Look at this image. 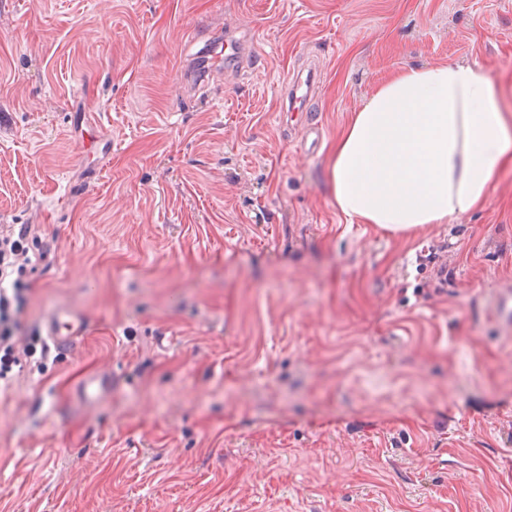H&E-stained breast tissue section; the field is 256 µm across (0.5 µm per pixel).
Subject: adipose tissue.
Listing matches in <instances>:
<instances>
[{
    "mask_svg": "<svg viewBox=\"0 0 512 512\" xmlns=\"http://www.w3.org/2000/svg\"><path fill=\"white\" fill-rule=\"evenodd\" d=\"M512 166V114L477 64L405 66L379 82L328 148L336 210L407 239L480 209Z\"/></svg>",
    "mask_w": 512,
    "mask_h": 512,
    "instance_id": "adipose-tissue-1",
    "label": "adipose tissue"
}]
</instances>
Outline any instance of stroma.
I'll use <instances>...</instances> for the list:
<instances>
[{"label":"stroma","mask_w":512,"mask_h":512,"mask_svg":"<svg viewBox=\"0 0 512 512\" xmlns=\"http://www.w3.org/2000/svg\"><path fill=\"white\" fill-rule=\"evenodd\" d=\"M222 33L244 63L203 77ZM436 60L511 103L512 0H0L23 323L89 321L0 397V512H512V170L408 240L326 180L374 85ZM45 340L54 350L64 349L75 344L88 327L86 315L69 306L57 307L44 322Z\"/></svg>","instance_id":"stroma-1"}]
</instances>
